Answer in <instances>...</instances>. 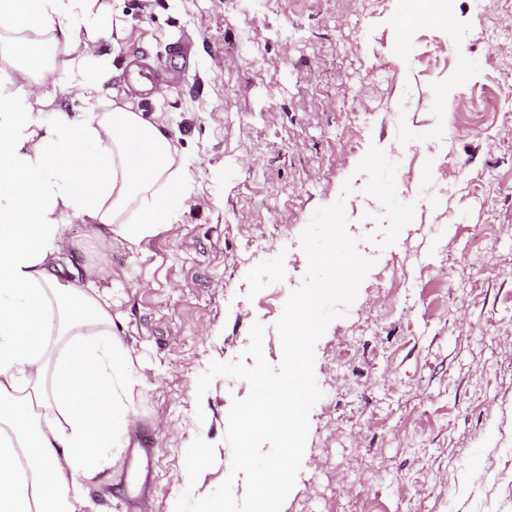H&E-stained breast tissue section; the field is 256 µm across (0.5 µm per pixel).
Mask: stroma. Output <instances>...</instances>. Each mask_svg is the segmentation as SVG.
Listing matches in <instances>:
<instances>
[{
    "label": "stroma",
    "mask_w": 512,
    "mask_h": 512,
    "mask_svg": "<svg viewBox=\"0 0 512 512\" xmlns=\"http://www.w3.org/2000/svg\"><path fill=\"white\" fill-rule=\"evenodd\" d=\"M113 70L104 109L157 117L191 179L185 205L138 245L103 247L66 225L71 281L109 298L141 380L126 444L75 512H125L147 448L142 512H173L195 438L229 475L232 398L247 382L197 380L235 361L254 323L279 366L276 323L308 267L301 234L344 199L373 267L314 347L309 412L282 512H512V25L499 0H99ZM363 112L348 132L347 106ZM353 191L342 195L344 182ZM485 248L467 253L474 229ZM288 280H274L269 254ZM403 266L390 283L385 262ZM204 420H197V411Z\"/></svg>",
    "instance_id": "stroma-1"
}]
</instances>
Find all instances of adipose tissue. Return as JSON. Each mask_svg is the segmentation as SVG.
<instances>
[{
  "label": "adipose tissue",
  "instance_id": "1",
  "mask_svg": "<svg viewBox=\"0 0 512 512\" xmlns=\"http://www.w3.org/2000/svg\"><path fill=\"white\" fill-rule=\"evenodd\" d=\"M96 3L0 0L10 59L0 68V512H70L122 448L139 383L109 304L65 276V225L83 217L136 244L190 193L160 122L99 109L112 70L91 65ZM60 41L71 50L62 77L84 110L47 119L34 88Z\"/></svg>",
  "mask_w": 512,
  "mask_h": 512
}]
</instances>
